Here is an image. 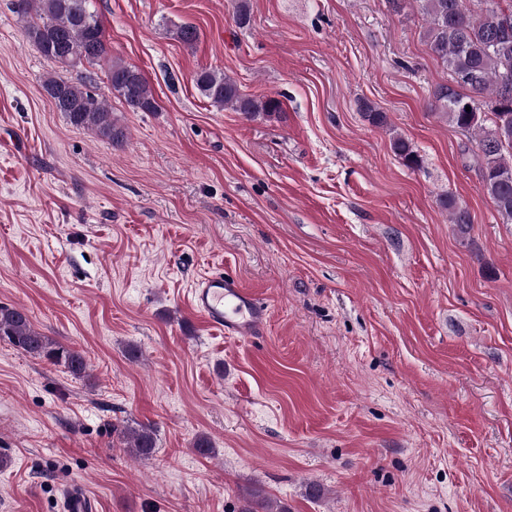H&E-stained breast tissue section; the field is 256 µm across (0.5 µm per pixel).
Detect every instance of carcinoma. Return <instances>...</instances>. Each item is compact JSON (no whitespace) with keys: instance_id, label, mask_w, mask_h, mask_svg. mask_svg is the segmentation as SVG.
<instances>
[{"instance_id":"obj_1","label":"carcinoma","mask_w":512,"mask_h":512,"mask_svg":"<svg viewBox=\"0 0 512 512\" xmlns=\"http://www.w3.org/2000/svg\"><path fill=\"white\" fill-rule=\"evenodd\" d=\"M426 20L425 38L432 53L448 68L453 84L434 88L436 111L463 132L475 136L480 160L482 188L497 215L512 223V137L498 140L499 129H512V97L505 98V82L512 83V0H480L482 7L472 11L467 0H419ZM16 13L27 23L29 39L47 59L66 66H106V77L116 95L142 112L156 110V101L143 73L134 66L112 59L102 25L91 11L89 0H14ZM195 83L200 94L218 109H230L254 117L261 112L282 111L279 99L256 100L242 94L236 81L213 69L197 72ZM42 87L57 111L77 128H91L99 136L121 142L124 131L112 120V111L86 89L59 76H48ZM475 111L467 112L465 104ZM363 119L369 125L389 129L387 113L365 103ZM391 148L408 167L420 164L408 140L391 138ZM448 211L457 234L469 233V211L455 198L440 200ZM0 340L33 358L60 365L73 377L86 371L85 357L36 331L26 311L0 306ZM130 447L136 457L155 454L153 429H132ZM241 512H274L256 490Z\"/></svg>"}]
</instances>
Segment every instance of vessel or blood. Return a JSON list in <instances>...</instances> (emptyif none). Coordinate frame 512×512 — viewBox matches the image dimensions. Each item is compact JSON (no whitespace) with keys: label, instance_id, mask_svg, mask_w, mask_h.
<instances>
[{"label":"vessel or blood","instance_id":"1","mask_svg":"<svg viewBox=\"0 0 512 512\" xmlns=\"http://www.w3.org/2000/svg\"><path fill=\"white\" fill-rule=\"evenodd\" d=\"M188 304L208 325L227 336H258L267 323L266 308L237 278L222 273H212L194 282Z\"/></svg>","mask_w":512,"mask_h":512}]
</instances>
